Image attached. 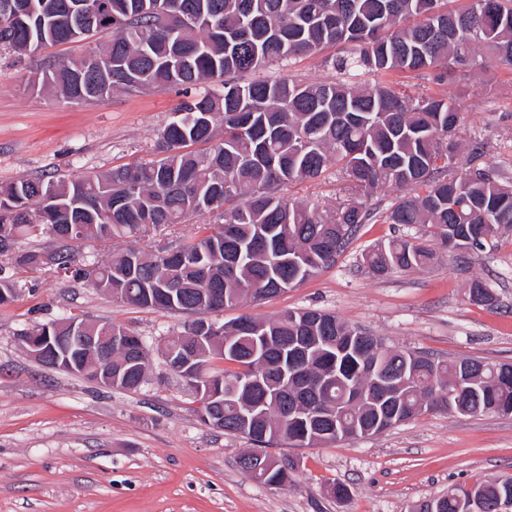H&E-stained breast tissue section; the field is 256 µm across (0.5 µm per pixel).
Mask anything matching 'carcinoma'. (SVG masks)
Listing matches in <instances>:
<instances>
[{
  "label": "carcinoma",
  "instance_id": "carcinoma-1",
  "mask_svg": "<svg viewBox=\"0 0 512 512\" xmlns=\"http://www.w3.org/2000/svg\"><path fill=\"white\" fill-rule=\"evenodd\" d=\"M97 0H0L15 20L0 28V47L18 55L44 44L77 40ZM99 23L112 38L92 52L112 59V73L84 70L85 57L50 64L33 82L82 101L114 91L185 92L158 143L160 158L115 168L90 180L20 179L0 186V253L10 251L34 220L48 225L68 268L71 246L88 239L132 238L147 224L224 210V223L200 224L196 237L155 253L128 249L98 266L94 287L126 303L173 313L202 311L219 290L217 307L259 303L335 264L374 210L352 201L321 215L286 200L279 188L319 180L332 168L347 189L391 185L404 191L385 215L389 224L430 228L451 252L471 253L512 229V181L493 165H474L476 143L456 166L460 110L434 92L411 98L380 80L392 73H432L441 85L482 61L512 66V0H105ZM324 58L336 79L303 83L259 76L274 63ZM374 75L379 80H366ZM221 90H200L206 83ZM194 144L208 148L195 153ZM438 260L422 242L396 237L363 255L376 275L423 269ZM469 300L491 305L480 279ZM224 322L221 337L199 334L185 321L160 347L161 356L198 353L182 372L219 397L213 428L272 448H310L363 435L397 412L411 420L431 410L468 415L512 406V364L470 359L473 382H460L462 360L415 356L377 338L376 349L355 342L359 330L316 309L286 310L275 319ZM119 323L85 321L87 336H121ZM25 336L70 335L69 319L36 324ZM121 389L147 380L145 339L107 352ZM230 363L234 368L228 369ZM259 377L247 387L242 381ZM265 481L293 480L295 460L277 454ZM512 477L477 485L489 504Z\"/></svg>",
  "mask_w": 512,
  "mask_h": 512
}]
</instances>
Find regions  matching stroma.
<instances>
[{
  "mask_svg": "<svg viewBox=\"0 0 512 512\" xmlns=\"http://www.w3.org/2000/svg\"><path fill=\"white\" fill-rule=\"evenodd\" d=\"M90 48L80 40L22 58L0 49V185L71 181L154 159L178 89L83 102L31 88L46 63ZM441 90L461 105L460 143L482 144L484 162L512 178V68L476 67ZM282 193L322 214L348 197L331 172ZM223 221L214 210L117 243L88 240L75 245L74 263L99 265L121 248L173 247L198 225ZM404 235L429 238L422 226L361 225L331 268L219 318L316 308L393 348L512 363V231L464 260L441 253L421 271L376 276L364 267L363 253ZM14 255L0 253V277L14 288L13 301L0 305V512H413L448 490L512 477V415L430 411L377 436L290 449L294 481L261 485L238 464L250 441L201 422L159 353L151 355L148 383L129 392L48 369L17 341L31 325L77 316L122 324L155 344L179 330L184 315L117 301L53 265L20 269ZM475 278L488 284L493 305L470 302ZM336 484L347 487V498L334 497Z\"/></svg>",
  "mask_w": 512,
  "mask_h": 512,
  "instance_id": "35a3bbf8",
  "label": "stroma"
}]
</instances>
